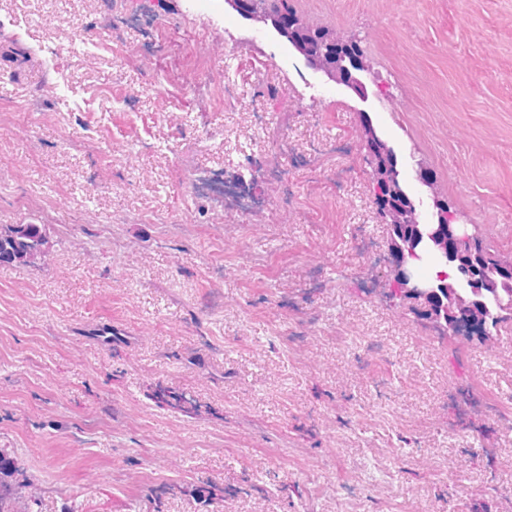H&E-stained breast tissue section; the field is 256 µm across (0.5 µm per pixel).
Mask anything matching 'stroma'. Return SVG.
<instances>
[{
	"label": "stroma",
	"mask_w": 512,
	"mask_h": 512,
	"mask_svg": "<svg viewBox=\"0 0 512 512\" xmlns=\"http://www.w3.org/2000/svg\"><path fill=\"white\" fill-rule=\"evenodd\" d=\"M294 5L366 97L224 0H0V224L49 241L0 268V448L37 512H512V320L451 343L384 297L360 141L511 255L512 0ZM248 164L256 206L193 186ZM158 406H167L177 410L184 415H198L201 405L194 398L184 391L176 390L171 387L156 385L155 389L149 395ZM189 414V415H188Z\"/></svg>",
	"instance_id": "stroma-1"
}]
</instances>
